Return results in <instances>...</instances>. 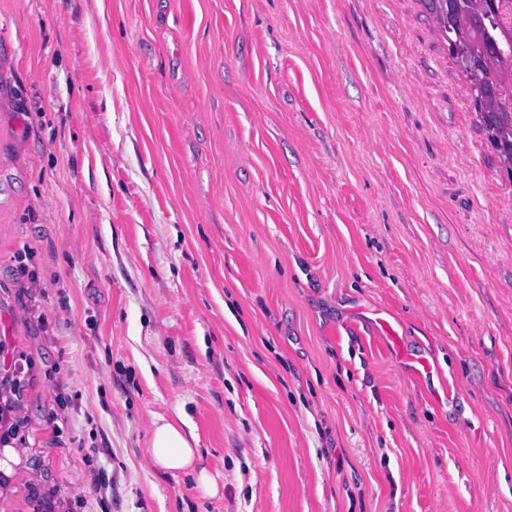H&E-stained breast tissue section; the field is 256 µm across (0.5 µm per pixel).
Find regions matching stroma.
<instances>
[{"label":"stroma","mask_w":512,"mask_h":512,"mask_svg":"<svg viewBox=\"0 0 512 512\" xmlns=\"http://www.w3.org/2000/svg\"><path fill=\"white\" fill-rule=\"evenodd\" d=\"M4 444L0 512H512V179L422 0H0ZM183 424L179 415L175 418L152 416L149 444L145 448L146 456L150 464L164 475H194L197 484L214 496L219 492L214 479L205 468L197 469L198 438L191 432L187 433Z\"/></svg>","instance_id":"stroma-1"}]
</instances>
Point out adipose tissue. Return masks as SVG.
<instances>
[{
	"label": "adipose tissue",
	"mask_w": 512,
	"mask_h": 512,
	"mask_svg": "<svg viewBox=\"0 0 512 512\" xmlns=\"http://www.w3.org/2000/svg\"><path fill=\"white\" fill-rule=\"evenodd\" d=\"M150 439L145 450L150 464L160 473L175 476L181 473L194 475L197 484L209 495H216L219 488L206 469L197 465L198 439L183 428L182 418L152 416Z\"/></svg>",
	"instance_id": "ef3b65f1"
}]
</instances>
